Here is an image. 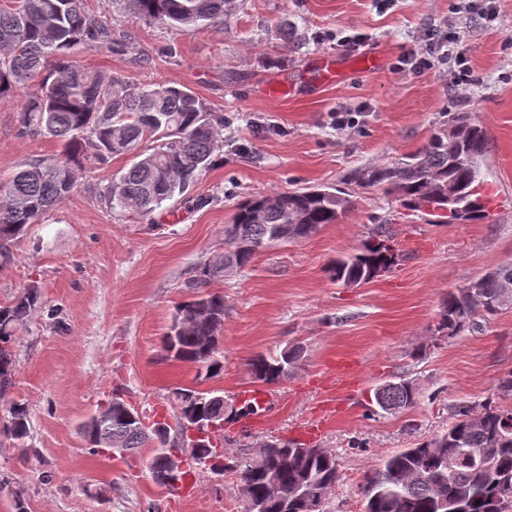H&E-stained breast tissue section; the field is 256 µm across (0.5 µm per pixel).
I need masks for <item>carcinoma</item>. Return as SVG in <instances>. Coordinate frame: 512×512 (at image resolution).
I'll return each instance as SVG.
<instances>
[{"label":"carcinoma","instance_id":"1","mask_svg":"<svg viewBox=\"0 0 512 512\" xmlns=\"http://www.w3.org/2000/svg\"><path fill=\"white\" fill-rule=\"evenodd\" d=\"M147 25L203 29L232 13L234 0H123ZM80 45L121 51L124 36L112 34L105 22H93L85 0H0V99L21 98L18 132L52 137L62 143L54 158L21 163L11 181L0 186V268L11 262L10 246L49 210L63 203L81 176L114 155L134 154L131 166L112 179L103 193L112 209L152 214L162 203L184 194L197 176L223 151L219 128L224 116L211 112L181 84L145 86L119 76H106L75 57ZM486 129L469 112H453L447 127L415 152L396 162L375 166L357 179L361 188H379L410 211L428 207L441 222L484 218L490 196L485 193ZM352 208L349 195L331 186H313L273 197L253 195L239 202L232 222L224 225V256L200 268L201 292L180 304L165 350L175 361L195 364L213 378L224 372L218 334L224 324V293L207 285L247 267L260 251L309 238L325 224H335ZM399 250L387 224H376L357 253L339 257L328 267L331 280L372 281L370 268L387 273L398 265ZM512 279V263L499 264L482 277L481 295L466 299L462 289L448 292L440 303L434 334L454 339L479 329L503 309L498 298L502 278ZM40 288L32 284L12 303L0 305V399L13 383L11 345L18 330L42 308ZM303 350L293 346L276 356L249 360L253 382L275 385L288 379ZM176 421L192 411L224 419V401L213 392L179 388ZM414 383L401 378L380 386L378 408L390 413L412 406ZM262 411L242 400L231 409L233 421ZM4 431L14 439L27 435L28 410L14 402ZM84 433L95 452L113 442L128 451L146 443L163 447L130 405L94 415ZM153 480L171 486L165 458L154 454ZM278 487L269 483V474ZM262 512H307L301 498L308 489L324 503L339 481L336 454L323 449L301 453L281 443L240 471ZM364 512H512V407L494 401L461 405L448 429L381 461L362 486Z\"/></svg>","mask_w":512,"mask_h":512}]
</instances>
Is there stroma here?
<instances>
[{"label": "stroma", "instance_id": "stroma-1", "mask_svg": "<svg viewBox=\"0 0 512 512\" xmlns=\"http://www.w3.org/2000/svg\"><path fill=\"white\" fill-rule=\"evenodd\" d=\"M497 10L489 22L465 0H236L227 21L188 31L144 24L122 0H86L91 19L133 47L81 48L78 60L142 84L189 87L223 114L224 152L185 195L146 217L101 200L132 161L112 157L12 246L0 305L32 284L44 305L15 339L14 381L0 402V417L14 401L30 414L24 441L0 433V512H15L19 499L27 512H171L167 488L147 470L153 446L107 458L91 451L85 422L116 394L144 421L175 420V389L233 398L254 386L250 358L294 344L304 348L298 369L268 386V409L253 423L226 422L222 443L238 466L274 438L331 450L340 480L323 512H363L361 486L380 460L446 431L458 406L495 396L512 370V307L462 337L430 334L445 293L512 262V0H497ZM447 30L459 37L473 85L454 90L441 63L396 70L423 34ZM356 34L366 37L359 51L337 50V38ZM328 60L338 77L321 78ZM19 106L0 101V184L20 162L62 149L53 138L19 135ZM337 112L355 113L356 125L337 129ZM452 112L473 113L487 129L495 202L483 219L439 224L382 191L357 189L356 177L415 151ZM317 184L351 192L353 208L211 285L227 307L223 374L208 379L168 359L163 338L175 308L195 295L201 267L223 254L236 204ZM382 223L395 232L399 266L356 287L332 281L328 265ZM421 346L424 356L412 359ZM339 363L350 379L326 393L321 376ZM401 377L416 384V403L382 412L375 389ZM239 486L237 470L199 471L181 512H244Z\"/></svg>", "mask_w": 512, "mask_h": 512}]
</instances>
